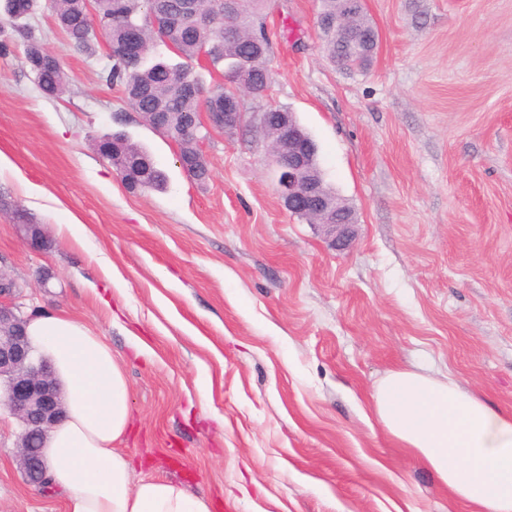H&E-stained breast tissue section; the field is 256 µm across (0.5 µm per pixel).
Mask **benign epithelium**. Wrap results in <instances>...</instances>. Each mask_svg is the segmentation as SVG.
Segmentation results:
<instances>
[{"mask_svg": "<svg viewBox=\"0 0 512 512\" xmlns=\"http://www.w3.org/2000/svg\"><path fill=\"white\" fill-rule=\"evenodd\" d=\"M358 7L359 0H344L336 16L320 15L317 25L336 31L337 41L344 48V37ZM205 115L201 126L208 132L239 127L244 118V113L229 110L207 111ZM256 116V130L270 129L277 138L271 165L284 207L294 215L316 219L334 246L348 245L353 221L335 209L321 183L312 177L315 146L311 139L288 112H258ZM19 289L18 282L0 269V405L22 426L16 448L25 482L44 488L47 476L42 442L64 416V393L51 363L32 354L27 315L13 303Z\"/></svg>", "mask_w": 512, "mask_h": 512, "instance_id": "obj_1", "label": "benign epithelium"}]
</instances>
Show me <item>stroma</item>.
<instances>
[{
	"label": "stroma",
	"mask_w": 512,
	"mask_h": 512,
	"mask_svg": "<svg viewBox=\"0 0 512 512\" xmlns=\"http://www.w3.org/2000/svg\"><path fill=\"white\" fill-rule=\"evenodd\" d=\"M365 5L379 47L351 74L323 48L320 0L267 9L273 98L352 211L344 250L284 208L251 127L209 134L197 183L102 81L104 41L75 49L37 0L25 25L68 75L49 98L16 23L0 22V151L18 169L0 174V268L21 285L14 302L74 312L111 345L134 478L181 482L213 512H468L370 417V393L415 370L512 412V0ZM112 132L148 150L166 191L127 188L98 150ZM19 431L0 407V512H63L24 482Z\"/></svg>",
	"instance_id": "35a3bbf8"
}]
</instances>
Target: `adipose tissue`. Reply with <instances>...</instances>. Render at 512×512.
Listing matches in <instances>:
<instances>
[{"label": "adipose tissue", "instance_id": "obj_1", "mask_svg": "<svg viewBox=\"0 0 512 512\" xmlns=\"http://www.w3.org/2000/svg\"><path fill=\"white\" fill-rule=\"evenodd\" d=\"M27 333L67 392L65 416L43 449L64 512H212L208 497L183 484L132 480L130 458L115 446L130 418L128 383L100 336L64 311L35 314ZM371 400L386 432L413 449L455 499L472 512H512V414L454 379L405 370L382 378Z\"/></svg>", "mask_w": 512, "mask_h": 512}]
</instances>
